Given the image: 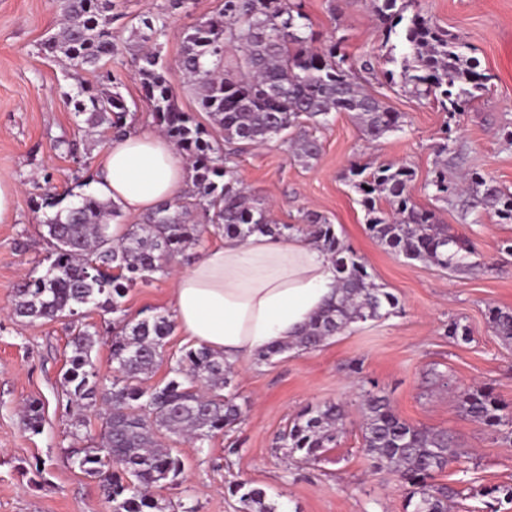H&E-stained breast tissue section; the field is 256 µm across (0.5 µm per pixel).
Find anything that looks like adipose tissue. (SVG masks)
Masks as SVG:
<instances>
[{
	"instance_id": "1",
	"label": "adipose tissue",
	"mask_w": 512,
	"mask_h": 512,
	"mask_svg": "<svg viewBox=\"0 0 512 512\" xmlns=\"http://www.w3.org/2000/svg\"><path fill=\"white\" fill-rule=\"evenodd\" d=\"M187 180L174 145L148 131L127 134L104 151L90 190L137 215L176 196ZM335 289L330 256L308 237L229 236L177 274L170 307L188 341L223 353L234 365L294 340Z\"/></svg>"
}]
</instances>
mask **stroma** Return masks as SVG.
<instances>
[{
  "label": "stroma",
  "instance_id": "1",
  "mask_svg": "<svg viewBox=\"0 0 512 512\" xmlns=\"http://www.w3.org/2000/svg\"><path fill=\"white\" fill-rule=\"evenodd\" d=\"M115 3L120 18L112 33L119 53L111 69L130 108L131 131L154 127L131 64V28L146 15L166 24L162 53L179 107L207 122L183 82L179 59L187 26L211 16L219 0H186L177 9L171 0ZM303 10L314 31L343 38L352 61L385 54L367 0H303ZM408 11L437 21L474 47L490 81L467 111L443 112L431 99L388 86L378 71L363 80L369 92L401 114V131L369 144L353 114L334 112L312 130L321 152L309 163L296 160L280 140L230 160L236 176L273 203L279 223H300L312 211L334 224L376 283L397 297L398 313L351 327L314 350L293 349L270 363L242 361L230 386L243 408L241 421L201 444L168 438L184 462V474L180 485L152 488L160 505L189 496L199 512H241L229 489L249 480L279 512H405L404 488L392 475L372 472L363 451L359 402L363 391L373 390L387 395L410 424L447 431L455 446L469 453L467 472L451 466L434 478L456 490L451 512H512L507 500L487 508L485 496L491 486L512 485V443L467 417L455 398L460 389L486 386L512 403V343L496 336L488 320L489 309L512 310V253L503 246L512 239V223L469 210L459 197L435 202L424 189L437 159L435 146L447 133L453 140L449 177L478 171L512 190V0H413ZM58 22L56 0H0V178L17 189L13 210L0 223V512H112L98 480L83 475L64 455L75 435L96 439L103 431L96 410L67 407L61 388L70 355L65 321L31 323L11 313L17 284L47 267L41 194L84 192L75 181L77 165L67 142L76 141L90 168L111 142L109 135L88 131L66 99L78 82H95V75H66L43 49ZM388 162L412 168L414 202L436 209L449 233L473 241L485 269L452 273L407 260L371 236L346 174L354 163ZM190 221L200 225L201 234L172 272L131 288L123 313L87 310L85 323L98 330L92 355L101 375L110 373V327L124 318L169 313L175 272L186 270L191 259L221 239L201 214H191ZM453 322L468 328L469 340L448 336ZM33 399L43 404L37 434L21 423L22 410ZM329 401L342 402L348 413L337 446L312 464L288 456L278 445L279 434L306 406Z\"/></svg>",
  "mask_w": 512,
  "mask_h": 512
}]
</instances>
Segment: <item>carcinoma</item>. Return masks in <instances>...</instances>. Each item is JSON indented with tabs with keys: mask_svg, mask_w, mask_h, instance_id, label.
<instances>
[{
	"mask_svg": "<svg viewBox=\"0 0 512 512\" xmlns=\"http://www.w3.org/2000/svg\"><path fill=\"white\" fill-rule=\"evenodd\" d=\"M411 0H369L379 22L383 43L380 57L389 81L415 95L430 97L444 112H463L487 88L489 77L479 73L468 57L473 48L419 14L405 12ZM58 30L44 43L67 72H101L98 85L78 83L67 95L74 111L94 131L118 140L127 135L129 107L121 93L108 86L112 73L103 70L117 53L112 41L113 0H60ZM165 25L144 17L132 28L133 62L140 76L153 122L174 142L186 159L191 184L173 199L164 200L132 226L126 238L112 242L110 221L121 216L112 201L82 195L76 204L48 191L39 208L46 210L51 251L45 273L26 278L16 288L12 313L29 322L75 317L87 305L117 312L129 288L147 283L169 261L198 240V225L189 223L195 210L226 236L245 239L255 233L289 237L308 232L331 256L337 271L336 300L332 301L293 342L275 344L257 354L269 362L290 349H314L351 326L388 317L398 306L392 293L378 286L364 259L336 235L334 225L316 212L296 224H280L268 204L249 193L227 166L232 155L267 144L292 129L289 146L308 162L321 151L319 140L305 124L320 125L333 112H351L365 138L378 141L401 129L400 115L369 94L359 82L358 69H374V58L360 66L342 51L343 39H319L307 23L299 0H224L223 7L183 34L180 69L218 140L195 117L179 109L169 83L159 39ZM398 43H391V37ZM449 136L437 145L433 175L424 186L437 202L466 194L468 207L493 212L512 223V192L493 179L473 172L457 184L448 181ZM348 180L361 194L371 236L397 256L429 261L456 272L481 266L474 244L448 234L432 210L412 200L413 171L406 164L375 168L353 165ZM385 201L389 210L380 202ZM489 321L494 333L512 341V310L493 308ZM174 320L154 315L128 323L113 334V376L100 375L92 357L98 330L90 324L70 327L71 356L62 375L63 392L78 407L101 402L106 406L100 440L65 450L81 473L98 479L112 512H162L149 494L159 484L179 485L184 463L159 437L188 436L202 443L214 433L233 427L242 415L236 396L224 393L231 385L232 367L224 356L200 346L170 365L164 384L142 387V381L163 358L164 340ZM456 397L472 420L505 432L512 440V406L488 387L459 390ZM363 447L374 469L394 475L407 488L410 512H448L454 490L434 483L436 473L462 464L446 431L411 425L394 411L385 395L362 394ZM346 410L341 403L304 408L279 437L280 446L306 463L337 443ZM24 428L40 432L42 407L27 406ZM243 512H276L265 492L249 482L230 489Z\"/></svg>",
	"mask_w": 512,
	"mask_h": 512,
	"instance_id": "cac0c4a2",
	"label": "carcinoma"
}]
</instances>
